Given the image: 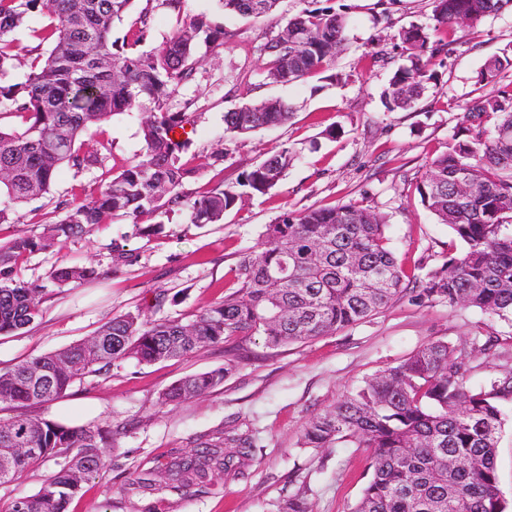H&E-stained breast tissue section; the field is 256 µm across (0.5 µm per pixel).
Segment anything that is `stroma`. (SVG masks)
<instances>
[{
  "mask_svg": "<svg viewBox=\"0 0 512 512\" xmlns=\"http://www.w3.org/2000/svg\"><path fill=\"white\" fill-rule=\"evenodd\" d=\"M326 7L345 21L344 47L333 67L337 80L315 75L291 85L272 82L265 43L286 18ZM203 10L223 24L226 37L171 101L173 110L197 115L183 157L195 170L188 192L197 197L224 187L282 146L296 153V161L268 194L245 199L216 223L192 224L186 213H167L160 217L162 232L148 235L130 218L117 216L27 256L21 273L44 288V318L17 335L0 336V370L79 343L129 311L191 319L234 291L232 267L255 246L265 225L287 210L349 202L379 210L387 218L390 247L410 274L441 266L463 251V243L422 205L417 185L428 163L445 150L461 105L491 86L512 84V71L491 86L477 80L486 60L512 43L511 7L464 31L436 26L433 0H280L274 13L259 18L225 14L220 0H185L178 15L155 8L143 49L161 46ZM413 25L436 27L445 49L416 108L392 111L382 92L406 59L398 33ZM272 97L292 106L290 123L225 139V112ZM140 120V112L133 111L92 126L88 146L110 150L104 168H62L48 194L20 206L18 223L0 224V241L40 236L56 220L58 201L80 203L107 173L121 172L141 151ZM331 125L332 139L323 134ZM117 249L132 254V261L115 266ZM86 263L96 268L94 279L63 288L52 283L55 268ZM489 335L512 348V325L475 308L406 295L357 325L306 343L271 347L254 336L153 365L118 361L54 401L23 408L2 403L0 419L24 413L75 427L106 422L121 427L103 466L70 500L67 512H279L297 493L311 512H351L369 452L304 447L307 422L428 342L457 345ZM228 361L234 368L223 385L176 406L160 404L161 392L174 382ZM228 427L249 431L257 440L245 476L217 481L199 495L166 487L163 467L175 453ZM149 470L159 488L139 493L132 482Z\"/></svg>",
  "mask_w": 512,
  "mask_h": 512,
  "instance_id": "1",
  "label": "stroma"
}]
</instances>
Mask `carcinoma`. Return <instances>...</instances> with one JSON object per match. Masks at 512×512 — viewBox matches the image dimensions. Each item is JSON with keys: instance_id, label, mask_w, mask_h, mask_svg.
<instances>
[{"instance_id": "obj_1", "label": "carcinoma", "mask_w": 512, "mask_h": 512, "mask_svg": "<svg viewBox=\"0 0 512 512\" xmlns=\"http://www.w3.org/2000/svg\"><path fill=\"white\" fill-rule=\"evenodd\" d=\"M133 0H0V116L22 119L0 127V224L17 221V206L49 193L57 171L102 168L106 156L86 149L84 135L114 115L143 111V152L110 178L87 202H57L62 215L40 237L0 243V335L42 321L41 290L20 275L21 261L60 239L124 215L145 217L184 211L193 224H213L245 198L265 195L294 160L282 147L243 171L236 184L192 199L185 184L195 171L180 163L189 139L176 130L191 123L170 102L193 79L204 60L199 46H224V28L201 11L161 47L140 50L151 25V0L118 39ZM512 0H434L440 25L461 18L476 28ZM224 13L262 17L277 0H222ZM50 21L30 27L38 17ZM29 28L28 73L12 79L19 62L14 32ZM291 37L276 35L264 46L268 76L291 84L336 62L344 21L324 10H304L288 19ZM433 29L399 32L408 51L383 91L386 103L412 109L434 78L430 65L443 51ZM48 46L42 50V46ZM512 70V43L489 59L479 81ZM280 99L250 103V111L224 113V137L282 126L293 118ZM424 205L464 243L422 277L408 276L389 248L386 217L370 207L337 204L284 212L265 225L254 249L235 267L238 289L195 318H153L143 312L112 317L96 332L102 345L81 343L24 360L0 372V403H47L67 393L87 374L125 359L151 365L186 357L234 336H262L269 346L301 343L355 325L398 297L465 306L512 324V90L498 88L462 109L446 150L420 181ZM96 275L91 265L56 268L60 287ZM466 347L431 341L398 365L366 381L305 426L308 448L370 449L368 479L352 512H505L495 467L503 407L512 404V366L487 385L474 386ZM40 370L47 389L32 381ZM230 365L185 377L160 395L175 406L224 382ZM119 431L112 426L71 427L51 419L16 415L0 421V448L22 445L34 452L14 461L13 476L52 461L56 468L38 491L25 497L26 512H67L71 497L98 472ZM248 433L217 430L188 454L165 464L167 480L183 493L202 492L217 478L244 474L252 459Z\"/></svg>"}]
</instances>
